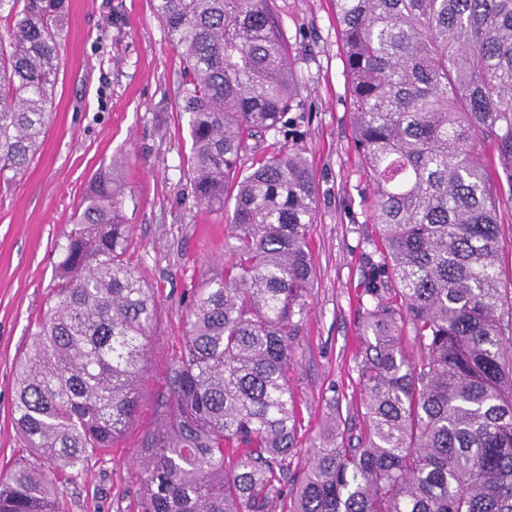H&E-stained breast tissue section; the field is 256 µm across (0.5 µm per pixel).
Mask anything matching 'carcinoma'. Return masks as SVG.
Masks as SVG:
<instances>
[{
  "instance_id": "cac0c4a2",
  "label": "carcinoma",
  "mask_w": 512,
  "mask_h": 512,
  "mask_svg": "<svg viewBox=\"0 0 512 512\" xmlns=\"http://www.w3.org/2000/svg\"><path fill=\"white\" fill-rule=\"evenodd\" d=\"M184 63L194 197L230 214L228 258L194 292L184 346L140 450L136 512H512V0H336L354 146L379 226L357 364L365 423L336 400L298 454L288 369L316 269L315 175L301 149L240 173L300 90L269 0H154ZM67 0H0V181L48 129ZM89 183L54 301L20 362L13 420L36 453L0 512H61L57 483L114 446L140 406L157 309L126 260L122 170ZM498 221L501 226V266L504 279L511 276L512 251V202L500 205Z\"/></svg>"
}]
</instances>
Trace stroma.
<instances>
[{"label": "stroma", "mask_w": 512, "mask_h": 512, "mask_svg": "<svg viewBox=\"0 0 512 512\" xmlns=\"http://www.w3.org/2000/svg\"><path fill=\"white\" fill-rule=\"evenodd\" d=\"M60 81L40 153L0 183V476L31 458L12 415L17 360L47 309L71 218L91 177L113 157L129 164L123 214L133 226L131 265L153 289L157 322L142 376V403L114 448L59 484L65 512H127L136 461L173 357L184 345L189 297L224 265L223 214L195 199L185 176L190 150L183 65L153 0H68ZM302 106L291 125L251 142L241 160L305 149L316 176L309 229L316 280L288 381L300 410L298 454L308 460L330 399L359 402L360 302L378 227L366 208L350 120V84L335 0H273Z\"/></svg>", "instance_id": "obj_1"}]
</instances>
